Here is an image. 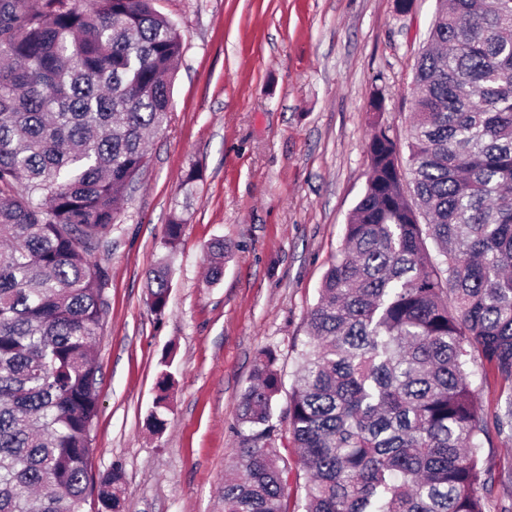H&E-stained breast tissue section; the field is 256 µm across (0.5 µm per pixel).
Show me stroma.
Listing matches in <instances>:
<instances>
[{
  "instance_id": "35a3bbf8",
  "label": "stroma",
  "mask_w": 512,
  "mask_h": 512,
  "mask_svg": "<svg viewBox=\"0 0 512 512\" xmlns=\"http://www.w3.org/2000/svg\"><path fill=\"white\" fill-rule=\"evenodd\" d=\"M436 0H156L184 51L173 112L95 256L108 273L93 358L99 411L92 480L123 472L121 512H223L224 476L241 440L238 409L257 352L274 348L288 407L307 314L336 261L368 177L374 123L409 154L415 64ZM382 98V111L371 109ZM184 232L163 246L172 215ZM224 244L207 283V253ZM171 261L164 314L147 276ZM171 376L166 426L148 416ZM484 418L511 390L481 366L471 379ZM490 512L512 508V441L492 438Z\"/></svg>"
}]
</instances>
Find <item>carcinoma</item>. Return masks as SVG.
I'll return each mask as SVG.
<instances>
[{"instance_id":"carcinoma-1","label":"carcinoma","mask_w":512,"mask_h":512,"mask_svg":"<svg viewBox=\"0 0 512 512\" xmlns=\"http://www.w3.org/2000/svg\"><path fill=\"white\" fill-rule=\"evenodd\" d=\"M182 54L154 0H0V512H83L108 281L92 252L148 162L146 133L169 121ZM413 85L407 168L374 127L307 315L286 428L304 494L272 447L282 375L265 347L224 512H488L471 377L479 358L512 388V0H436ZM182 226L167 225L171 253ZM169 274H148L158 315ZM494 425L512 439V401ZM121 481L101 477L104 512Z\"/></svg>"}]
</instances>
